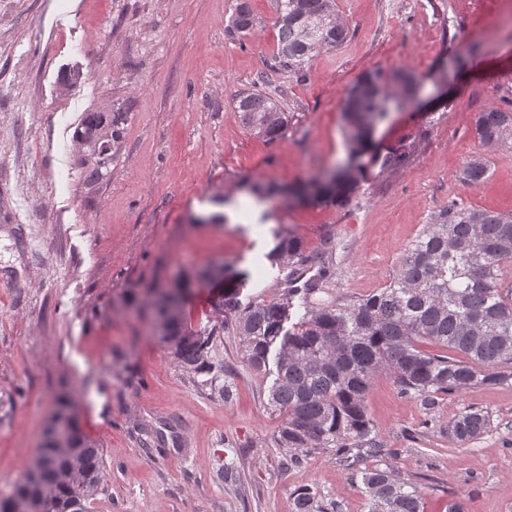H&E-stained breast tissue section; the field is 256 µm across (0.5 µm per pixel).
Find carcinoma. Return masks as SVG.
Instances as JSON below:
<instances>
[{"instance_id":"1","label":"carcinoma","mask_w":512,"mask_h":512,"mask_svg":"<svg viewBox=\"0 0 512 512\" xmlns=\"http://www.w3.org/2000/svg\"><path fill=\"white\" fill-rule=\"evenodd\" d=\"M278 48L272 69L300 76L315 53L335 49L348 36L333 14L332 0H275ZM260 25L249 0H236L230 29L241 38ZM397 82L403 96L388 90ZM414 75L397 71L388 77L374 69L360 76L342 104L350 152L347 163L322 180L317 175L289 186L300 203L329 206L347 201L357 187L376 126L387 114L415 95ZM234 107L251 135L267 142L283 138L288 116L265 93L235 96ZM512 130V113L490 108L477 114L475 132L485 144L498 143ZM120 138L119 119L87 113L76 141L96 158L92 175L107 162L104 152ZM489 173L482 157L469 159L460 182L473 186ZM251 195H279L284 187L273 181H244ZM271 265L290 268L289 287L273 299L242 302L248 274L222 262L200 272L208 280L224 273V295L212 304L205 326L188 323L183 309L185 288L172 287L174 307L153 294L155 335L177 364L204 376L200 385L216 386L224 364L212 351L224 333L240 337L244 361L255 372L276 377L268 405L282 415L277 444L306 452L334 448H379L365 405V395L379 374L394 378L402 395L432 407L443 394L463 393L512 379V288H501L503 265L512 260V213L472 208L455 199L435 214L400 255L396 273L385 287L353 304L331 295L326 284L330 267L306 251L298 234L277 229L268 253ZM316 275L303 279L314 262ZM303 282L302 287L294 284ZM304 313L291 322L296 306ZM439 351L429 352L422 345ZM50 424L56 438L45 439L25 469L21 481L0 498V512H87L93 497L105 491L103 446L85 435L66 403L54 411ZM491 428L487 412L470 408L448 421V435L475 439ZM369 512H423L420 491L412 483L377 466L360 471ZM296 512H320L313 488L302 489Z\"/></svg>"}]
</instances>
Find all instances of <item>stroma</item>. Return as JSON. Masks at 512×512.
I'll return each instance as SVG.
<instances>
[{
    "label": "stroma",
    "instance_id": "stroma-1",
    "mask_svg": "<svg viewBox=\"0 0 512 512\" xmlns=\"http://www.w3.org/2000/svg\"><path fill=\"white\" fill-rule=\"evenodd\" d=\"M236 0H0V492L39 445L53 402L68 396L104 448L107 489L89 512H295L299 489L324 507L368 512L359 468L393 470L424 512H512V382L441 396L434 407L376 376L365 402L380 454L279 447L267 404L272 375L217 342L231 400L197 385L139 316L152 288L188 280L186 318L205 325L213 293L198 267L246 271L247 300L285 286L267 254L273 232L310 253L333 240V294L349 304L384 287L402 250L448 201L512 212V135L480 142L477 113L512 108V0H333L348 30L297 77L270 68L273 0H250L261 24L238 40ZM405 69L416 94L390 112L369 152L411 149L397 168L367 164L348 202L257 200L244 180L288 186L348 158L341 104L373 69ZM267 83H260V75ZM263 91L288 115L268 143L233 99ZM88 112L124 115L102 180L87 183L76 134ZM483 157L482 183L459 182ZM488 411L462 443L449 420Z\"/></svg>",
    "mask_w": 512,
    "mask_h": 512
}]
</instances>
